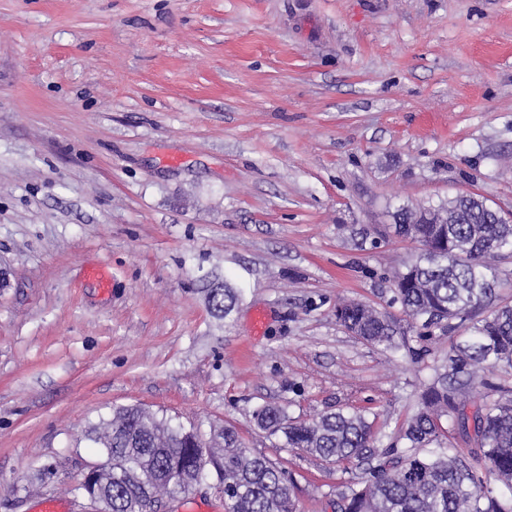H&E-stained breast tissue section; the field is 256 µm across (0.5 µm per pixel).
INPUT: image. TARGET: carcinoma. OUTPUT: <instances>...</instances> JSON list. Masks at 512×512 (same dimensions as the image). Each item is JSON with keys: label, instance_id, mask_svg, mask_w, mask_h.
Listing matches in <instances>:
<instances>
[{"label": "carcinoma", "instance_id": "obj_1", "mask_svg": "<svg viewBox=\"0 0 512 512\" xmlns=\"http://www.w3.org/2000/svg\"><path fill=\"white\" fill-rule=\"evenodd\" d=\"M396 236L420 245L394 278L391 304L400 320L361 301L336 305V322L359 339L419 359L429 345L461 333L446 361L416 393V412L380 450L366 409L299 420L280 405L253 412L256 427L278 448H297L331 464L368 459L349 484L341 512H512V305L496 289L512 288V220L478 194L437 205L403 206L393 214ZM238 299L230 283L208 292L211 309L229 313ZM412 335L421 347H409ZM86 438L107 465L70 492L105 500L111 512H153L177 497L202 465L224 493L225 512H299L290 479L246 446L226 424L221 441L201 455L189 426L138 405L116 406L89 425ZM471 445L463 456L458 440Z\"/></svg>", "mask_w": 512, "mask_h": 512}]
</instances>
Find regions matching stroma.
<instances>
[{"label":"stroma","mask_w":512,"mask_h":512,"mask_svg":"<svg viewBox=\"0 0 512 512\" xmlns=\"http://www.w3.org/2000/svg\"><path fill=\"white\" fill-rule=\"evenodd\" d=\"M461 192L512 211V0H0V512H86L67 487L116 405L234 424L337 512L360 469L253 412L366 407L385 437L414 413L449 339L389 353L336 304L400 316L417 245L360 233ZM238 299V293L227 281L224 288H211L208 292V302L211 309L226 316L234 307Z\"/></svg>","instance_id":"stroma-1"}]
</instances>
